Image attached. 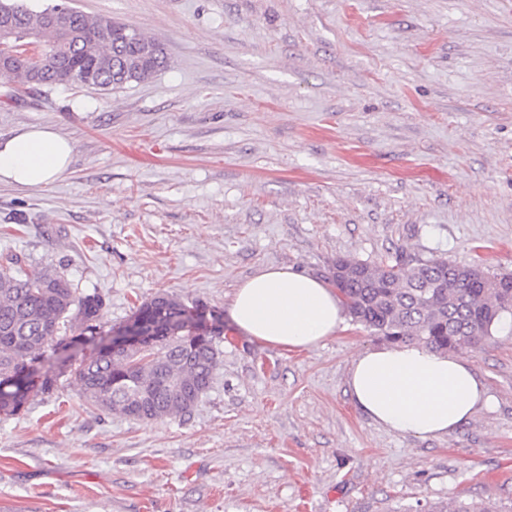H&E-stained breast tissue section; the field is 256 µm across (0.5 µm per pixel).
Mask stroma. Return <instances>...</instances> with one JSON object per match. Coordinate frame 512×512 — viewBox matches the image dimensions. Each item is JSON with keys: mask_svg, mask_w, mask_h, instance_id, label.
Instances as JSON below:
<instances>
[{"mask_svg": "<svg viewBox=\"0 0 512 512\" xmlns=\"http://www.w3.org/2000/svg\"><path fill=\"white\" fill-rule=\"evenodd\" d=\"M166 49L107 94L0 82V142L71 139L52 183H0V254L106 301L165 291L218 317L258 270L325 280L398 251L512 271V0H69ZM361 325L311 349L232 325L185 417L86 404L70 375L0 415V512H512V322L460 348L487 404L447 434L375 424L346 379ZM501 509L490 501H461L450 499L445 503L430 505L424 512H500Z\"/></svg>", "mask_w": 512, "mask_h": 512, "instance_id": "35a3bbf8", "label": "stroma"}]
</instances>
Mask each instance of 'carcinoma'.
<instances>
[{
    "mask_svg": "<svg viewBox=\"0 0 512 512\" xmlns=\"http://www.w3.org/2000/svg\"><path fill=\"white\" fill-rule=\"evenodd\" d=\"M69 10L67 25L51 16ZM9 18L17 34L36 48L0 70L16 92L42 86L81 85L110 92L152 78L167 67L164 47L118 21L104 30V18H90L66 3L35 10L25 0H0V21ZM21 259L0 260V414L16 416L31 394L49 392L56 377L37 373L47 353L92 346L68 363L85 401L93 407L142 420L190 414L208 390L222 354L224 326L193 316L180 299L159 293L141 302L122 329L147 325L162 337L145 349L113 345L100 336L105 301L78 288L57 269L30 274ZM329 280L353 322L392 345L418 344L446 354L478 347L512 315V273H492L481 260L456 263L433 254L397 253L376 262L338 257ZM425 512H500L490 501L450 499Z\"/></svg>",
    "mask_w": 512,
    "mask_h": 512,
    "instance_id": "carcinoma-1",
    "label": "carcinoma"
}]
</instances>
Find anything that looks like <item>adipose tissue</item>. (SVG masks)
Returning <instances> with one entry per match:
<instances>
[{
	"label": "adipose tissue",
	"instance_id": "ef3b65f1",
	"mask_svg": "<svg viewBox=\"0 0 512 512\" xmlns=\"http://www.w3.org/2000/svg\"><path fill=\"white\" fill-rule=\"evenodd\" d=\"M75 146L46 127L19 131L0 145V180L45 186L69 167ZM243 336L289 349L318 346L344 324L343 307L321 280L269 266L247 278L228 307ZM348 388L377 425L436 437L466 421L485 401L468 362L418 345L386 346L351 356Z\"/></svg>",
	"mask_w": 512,
	"mask_h": 512
}]
</instances>
